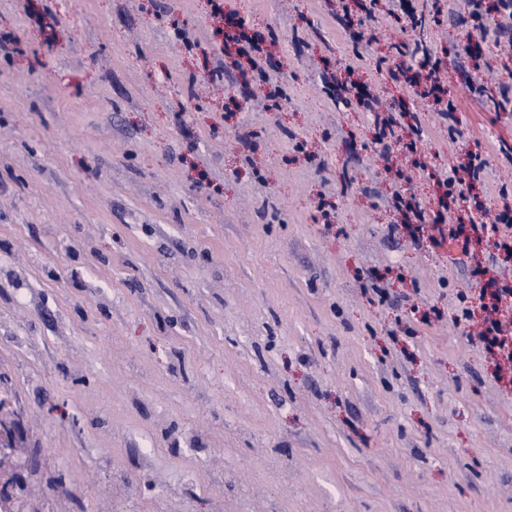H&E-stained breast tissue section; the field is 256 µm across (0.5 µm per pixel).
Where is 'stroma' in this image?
Segmentation results:
<instances>
[{
	"mask_svg": "<svg viewBox=\"0 0 512 512\" xmlns=\"http://www.w3.org/2000/svg\"><path fill=\"white\" fill-rule=\"evenodd\" d=\"M266 44L226 65L205 0H0V397L17 512H512V384L456 324L493 247L415 245L370 113L396 31L336 0H223ZM424 159L486 155L512 112L454 77ZM249 135L255 151L237 142ZM363 12H353L348 6H344L343 15H338V21L343 28H355L359 32L375 28L378 24V18L373 14L372 10L361 5Z\"/></svg>",
	"mask_w": 512,
	"mask_h": 512,
	"instance_id": "1",
	"label": "stroma"
}]
</instances>
